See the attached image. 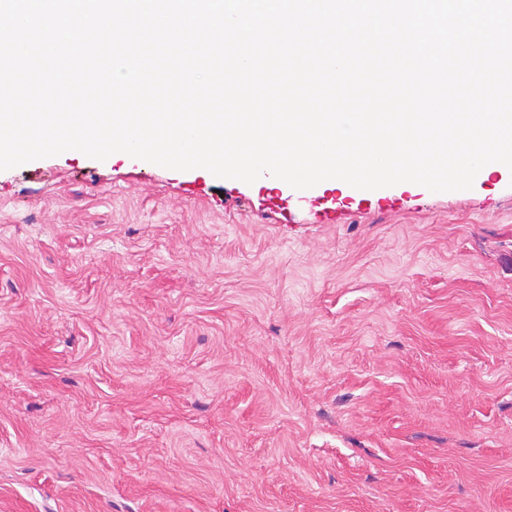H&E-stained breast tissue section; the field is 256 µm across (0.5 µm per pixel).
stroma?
Masks as SVG:
<instances>
[{"mask_svg": "<svg viewBox=\"0 0 512 512\" xmlns=\"http://www.w3.org/2000/svg\"><path fill=\"white\" fill-rule=\"evenodd\" d=\"M0 512H512V174L0 171Z\"/></svg>", "mask_w": 512, "mask_h": 512, "instance_id": "35a3bbf8", "label": "stroma"}]
</instances>
